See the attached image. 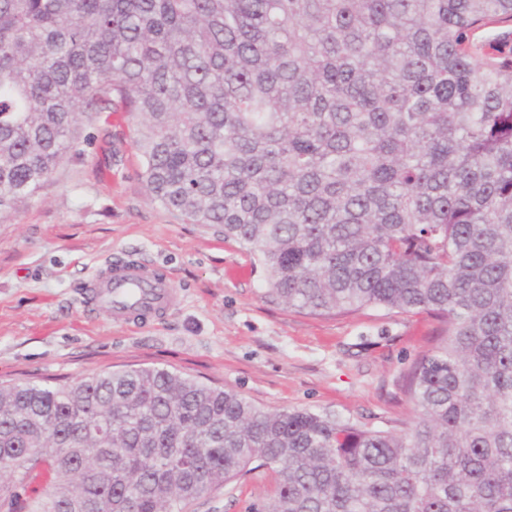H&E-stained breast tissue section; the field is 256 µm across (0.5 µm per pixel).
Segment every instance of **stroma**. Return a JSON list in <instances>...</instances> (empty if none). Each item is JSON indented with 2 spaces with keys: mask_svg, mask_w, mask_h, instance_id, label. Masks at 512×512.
Segmentation results:
<instances>
[{
  "mask_svg": "<svg viewBox=\"0 0 512 512\" xmlns=\"http://www.w3.org/2000/svg\"><path fill=\"white\" fill-rule=\"evenodd\" d=\"M136 137L125 112L82 125L34 199L0 217V382L63 384L156 366L271 411L396 429L409 421L406 376L435 345L441 321L382 308L311 314L268 296V272L249 252L150 197ZM109 257L156 267L179 304L138 328L85 312L80 291ZM274 486L272 471L258 468L189 512H253Z\"/></svg>",
  "mask_w": 512,
  "mask_h": 512,
  "instance_id": "1",
  "label": "stroma"
}]
</instances>
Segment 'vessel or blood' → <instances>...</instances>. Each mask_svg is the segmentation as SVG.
I'll return each mask as SVG.
<instances>
[{
	"mask_svg": "<svg viewBox=\"0 0 512 512\" xmlns=\"http://www.w3.org/2000/svg\"><path fill=\"white\" fill-rule=\"evenodd\" d=\"M90 282L93 304L119 323H146L176 299L166 278L134 260L108 261L92 273Z\"/></svg>",
	"mask_w": 512,
	"mask_h": 512,
	"instance_id": "vessel-or-blood-1",
	"label": "vessel or blood"
}]
</instances>
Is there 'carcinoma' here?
I'll use <instances>...</instances> for the list:
<instances>
[{
    "mask_svg": "<svg viewBox=\"0 0 512 512\" xmlns=\"http://www.w3.org/2000/svg\"><path fill=\"white\" fill-rule=\"evenodd\" d=\"M512 0H0V214L122 110L151 198L315 314L427 311L398 434L166 368L0 385V512H512ZM472 41L486 58L499 60L505 56L511 57L512 23L495 24L476 31ZM274 474L258 468L197 500L188 512H252L273 495Z\"/></svg>",
    "mask_w": 512,
    "mask_h": 512,
    "instance_id": "cac0c4a2",
    "label": "carcinoma"
}]
</instances>
